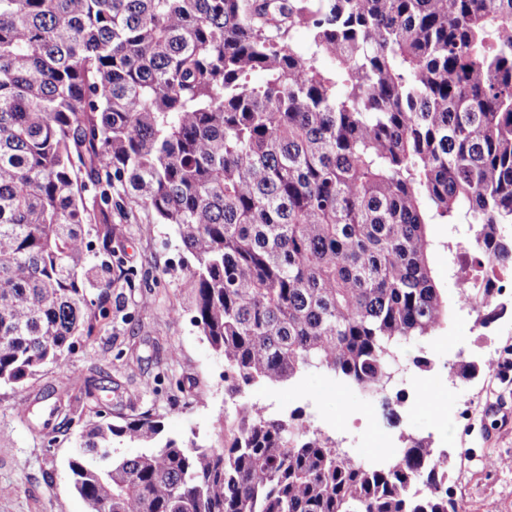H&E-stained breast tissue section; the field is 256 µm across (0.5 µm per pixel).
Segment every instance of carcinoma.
<instances>
[{
	"instance_id": "1",
	"label": "carcinoma",
	"mask_w": 512,
	"mask_h": 512,
	"mask_svg": "<svg viewBox=\"0 0 512 512\" xmlns=\"http://www.w3.org/2000/svg\"><path fill=\"white\" fill-rule=\"evenodd\" d=\"M140 209L181 241L234 425L213 448L94 411L87 512H458L427 439L370 465L242 395L317 370L397 425L401 348L448 323L431 224L468 225L475 324L504 312L512 0H0V386L93 336Z\"/></svg>"
}]
</instances>
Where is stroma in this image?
I'll return each mask as SVG.
<instances>
[{"label":"stroma","instance_id":"1","mask_svg":"<svg viewBox=\"0 0 512 512\" xmlns=\"http://www.w3.org/2000/svg\"><path fill=\"white\" fill-rule=\"evenodd\" d=\"M429 232L435 244L431 264L448 298V323L422 345L403 351L407 366L389 385L405 395L398 426H389L357 388L313 370L290 385L252 388L246 397L277 412L302 408L313 428L330 433L337 448L363 462L400 448L401 436L428 438L448 455L447 487L459 512H512V380L487 371L488 363L512 360V288L499 297L507 313L488 328L475 327L476 314L451 272L449 251L465 241L467 227L433 224ZM113 247L122 267L134 271V288L116 283L101 331L77 346L66 372H45L29 383L25 395L32 400L68 380L88 377L109 415L152 407L169 434L223 447L233 409L224 395V360L185 308L178 288L184 256L179 238L162 224H120ZM131 342L136 345L133 360L125 352ZM173 351L178 354L174 360L169 357ZM421 351L432 361L429 370L410 364ZM461 360L475 361L479 372L468 380L458 378L454 366ZM429 389L439 397L434 412L422 402ZM19 397L0 388V512H86L67 469L81 421L44 435L39 426L17 418ZM463 399L471 410L466 421L455 415Z\"/></svg>","mask_w":512,"mask_h":512}]
</instances>
